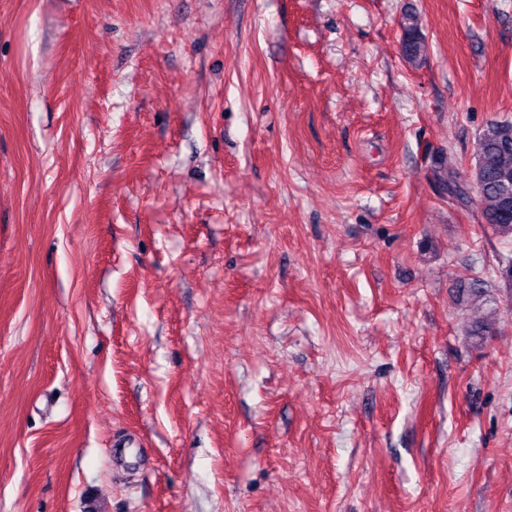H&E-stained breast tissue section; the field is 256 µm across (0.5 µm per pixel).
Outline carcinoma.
I'll use <instances>...</instances> for the list:
<instances>
[{
    "mask_svg": "<svg viewBox=\"0 0 512 512\" xmlns=\"http://www.w3.org/2000/svg\"><path fill=\"white\" fill-rule=\"evenodd\" d=\"M401 50L406 60L414 65L421 63L427 52L426 39L421 31L417 12L407 11L402 22ZM475 171L480 173L477 204L482 220L493 231L512 240V120H491L479 133L474 147ZM430 174L440 192L456 203L466 206L471 201L468 187L461 182L457 171L448 166L445 155L431 159ZM496 274L501 287L512 291V257L498 262ZM459 298L470 307L474 315L464 327L466 336L481 344L495 331L493 317L482 314L490 304L487 283L472 278L460 284Z\"/></svg>",
    "mask_w": 512,
    "mask_h": 512,
    "instance_id": "cac0c4a2",
    "label": "carcinoma"
}]
</instances>
